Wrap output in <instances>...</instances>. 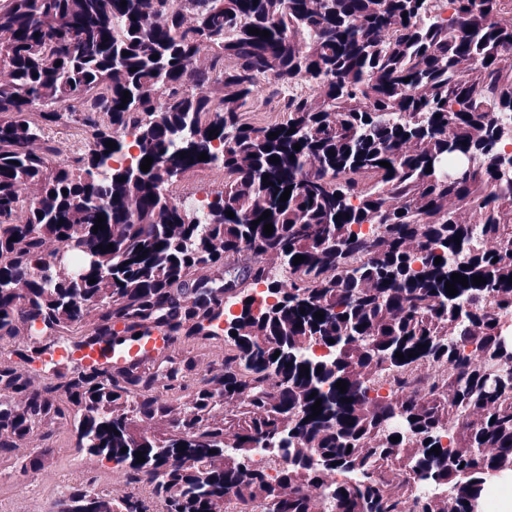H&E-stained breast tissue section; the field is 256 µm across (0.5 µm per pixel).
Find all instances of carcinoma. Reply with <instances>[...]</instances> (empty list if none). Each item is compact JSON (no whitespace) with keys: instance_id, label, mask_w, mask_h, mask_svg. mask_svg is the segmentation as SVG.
<instances>
[{"instance_id":"obj_1","label":"carcinoma","mask_w":512,"mask_h":512,"mask_svg":"<svg viewBox=\"0 0 512 512\" xmlns=\"http://www.w3.org/2000/svg\"><path fill=\"white\" fill-rule=\"evenodd\" d=\"M121 2L0 0V345L17 358L0 362V463L45 468L66 421L130 491L77 481L51 512H227L229 493L235 512H475L485 476L512 471V0ZM259 74L309 86L286 122L244 121ZM53 127L81 137L62 163ZM148 156L137 177L112 165ZM172 167L220 168L224 190L180 206ZM454 273L468 287L449 296ZM259 286L276 304L256 314ZM212 341L224 357L199 379ZM58 348L98 358L35 383L26 366ZM271 442L273 475L251 459ZM407 458L444 495L413 493Z\"/></svg>"}]
</instances>
